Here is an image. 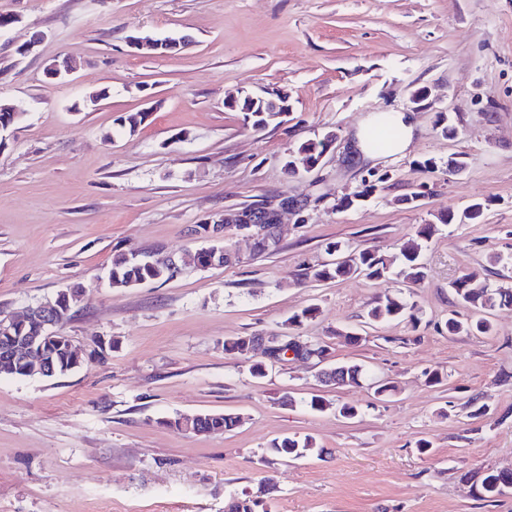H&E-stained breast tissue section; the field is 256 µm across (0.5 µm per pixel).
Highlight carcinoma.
Returning <instances> with one entry per match:
<instances>
[{
    "instance_id": "cac0c4a2",
    "label": "carcinoma",
    "mask_w": 512,
    "mask_h": 512,
    "mask_svg": "<svg viewBox=\"0 0 512 512\" xmlns=\"http://www.w3.org/2000/svg\"><path fill=\"white\" fill-rule=\"evenodd\" d=\"M283 103L272 99L254 100L250 94L235 101V107L243 112V119L251 120L263 126L281 122ZM327 148L321 140H307L296 149L300 160V168L312 167ZM428 239V228L424 227L418 232V238L403 246L399 260L401 269L393 272L394 262L378 253L361 250L350 251L344 260L327 263L313 272V278L318 281L337 280L355 273H364L375 279H386L397 274L412 284L422 282L426 277L425 267L421 262V253ZM181 267L169 255L154 253L141 256L133 250L121 251L112 260L109 274V286L112 288H130L147 282L167 281L179 273ZM457 298L470 307L476 318L460 320L455 316L448 317L445 328L452 335H482L490 336L493 324L488 314L496 303H512V291L492 289L485 281L473 277L463 276L453 284ZM369 324L389 323L401 318L415 319V305L402 296L385 295L378 298L376 304L367 312ZM255 336H232L224 339V352L230 355L241 356L245 351L255 347ZM53 365L56 375L63 376L73 372L71 366L77 364L78 354L69 346L67 337L61 335L59 340L52 343ZM347 382L357 384L367 377L364 365L359 363L339 364ZM240 417L233 413H197L186 416H177L166 423V426H185V430L193 433L226 432L235 429ZM315 449L312 437L288 436L275 439L271 442L266 453L276 457H302ZM476 491L481 499L496 498L512 491V472L490 471L483 475L476 485Z\"/></svg>"
}]
</instances>
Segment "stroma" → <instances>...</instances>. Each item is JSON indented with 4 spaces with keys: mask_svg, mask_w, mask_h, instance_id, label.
Returning <instances> with one entry per match:
<instances>
[{
    "mask_svg": "<svg viewBox=\"0 0 512 512\" xmlns=\"http://www.w3.org/2000/svg\"><path fill=\"white\" fill-rule=\"evenodd\" d=\"M0 14L15 19L0 28V100L25 110L0 144V311L77 283L85 296L61 332L87 353L109 347L58 378L0 376V512H224L244 494L268 512H512V493L483 500L471 481L512 469V305L494 308L491 336L444 327L450 310L468 314L450 288L461 276L512 289V0H0ZM135 33L190 42L143 55L127 43ZM67 57L78 69L48 80ZM420 88L429 105L414 110L405 156L349 157L361 120L412 110ZM271 91L289 112L259 131L226 105ZM441 111L458 137L441 134ZM131 112L143 122L120 129ZM329 133L320 164L288 175L289 151ZM452 156L463 162L454 172ZM428 158L436 169L419 168ZM364 189L365 202L341 206ZM284 192L305 207L284 214L273 252L255 254L233 231L224 246L235 262L193 265L210 244L199 224ZM476 202L480 223L441 222ZM424 227L418 285L311 277L329 245L392 258ZM129 248L164 250L181 271L110 287L112 256ZM405 290L417 323L347 342L378 297ZM310 304L319 313L301 335L325 346L326 362L393 381L392 396L376 399L364 382L323 386L326 362L314 357H285L256 380L225 353L229 336L287 333ZM315 394L328 409L306 406ZM474 398L489 409L472 420ZM346 402L359 417L338 414ZM224 411L240 417L229 432L165 425ZM293 434L312 436L316 452L269 459L270 443Z\"/></svg>",
    "mask_w": 512,
    "mask_h": 512,
    "instance_id": "stroma-1",
    "label": "stroma"
}]
</instances>
